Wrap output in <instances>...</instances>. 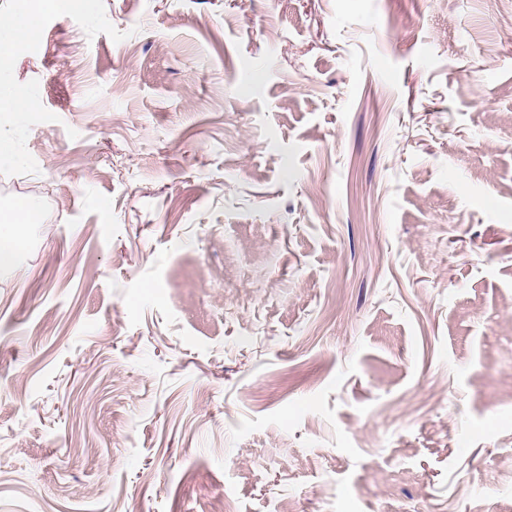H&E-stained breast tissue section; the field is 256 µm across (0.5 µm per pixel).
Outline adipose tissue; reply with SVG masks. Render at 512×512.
<instances>
[{
    "label": "adipose tissue",
    "mask_w": 512,
    "mask_h": 512,
    "mask_svg": "<svg viewBox=\"0 0 512 512\" xmlns=\"http://www.w3.org/2000/svg\"><path fill=\"white\" fill-rule=\"evenodd\" d=\"M95 0H13L8 20L0 22V112L12 114L14 122L0 125V166L18 167L24 159L16 140L35 100L28 87L7 80L3 71L28 47L36 34L37 20L46 12H57L71 20L84 19Z\"/></svg>",
    "instance_id": "ef3b65f1"
}]
</instances>
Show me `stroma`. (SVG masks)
Instances as JSON below:
<instances>
[{
  "mask_svg": "<svg viewBox=\"0 0 512 512\" xmlns=\"http://www.w3.org/2000/svg\"><path fill=\"white\" fill-rule=\"evenodd\" d=\"M8 75L0 512H512V0H96ZM35 211L36 206L30 201L22 202L9 211H1L0 268L9 266L13 260L14 251L12 244L14 243L15 227L18 224H29Z\"/></svg>",
  "mask_w": 512,
  "mask_h": 512,
  "instance_id": "obj_1",
  "label": "stroma"
}]
</instances>
